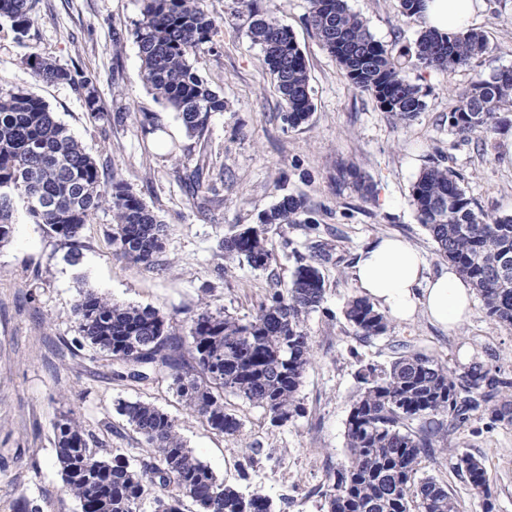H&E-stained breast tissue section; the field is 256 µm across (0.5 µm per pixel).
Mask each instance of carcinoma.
Wrapping results in <instances>:
<instances>
[{
    "label": "carcinoma",
    "mask_w": 512,
    "mask_h": 512,
    "mask_svg": "<svg viewBox=\"0 0 512 512\" xmlns=\"http://www.w3.org/2000/svg\"><path fill=\"white\" fill-rule=\"evenodd\" d=\"M134 30L141 79L174 112L185 129L203 134L224 98L196 71L197 58L214 51L216 17L206 0H142ZM308 22L324 49L344 70L353 87L372 95L401 123L424 110L426 93L406 75L408 66L452 72L490 50L475 28L440 33L425 29L409 45L376 40L347 0H309ZM250 19L248 34L260 47L262 62L282 99L291 127L313 111L307 60L293 33L255 0H238ZM35 0H0V21L20 36L34 22ZM34 78L45 84L74 82L67 69L39 53L27 57ZM94 120L98 107L93 78L76 84ZM512 108V69L488 77L478 74L468 93L448 115V128L489 145ZM418 223L439 256L475 289L486 315L512 326V214L484 211L439 164L425 168L411 188ZM112 209L113 255L150 267L164 245L165 225L131 186L108 179L68 126L49 106L17 90L0 95V243L11 237L12 212L23 206L36 224L75 242L102 205ZM301 200L286 197L261 212L259 222L224 237L227 259H245L255 269L270 259L273 226L309 224ZM318 246L296 267L288 287L275 288L248 321L221 310L205 309L181 336L180 322L151 307L121 304L85 290L74 311L78 338L111 358L117 376L141 383L169 375L186 409L222 434L234 436L241 423L224 409L229 391L263 408L275 426L304 414L302 379L313 360L305 317L325 297ZM345 316L356 335L381 336L388 320L362 297L348 302ZM187 351L191 363L177 353ZM364 391L346 422L347 462L326 470L325 512H459L455 499L432 477H417L420 459L450 446L449 430L466 412L484 408L490 421L512 425V381L480 364L463 372L407 344L396 347L389 366L365 364L358 370ZM118 412L143 438L150 460L140 469L115 449L103 455L90 448L93 434L70 415L54 423L57 460L65 492L82 512H140L149 486L158 488L154 512H182L188 497L197 512H282V506L257 490L244 491L218 478L182 440L177 420L155 405L125 402ZM455 469L483 496L492 512L490 479L484 464L470 454L456 455Z\"/></svg>",
    "instance_id": "1"
}]
</instances>
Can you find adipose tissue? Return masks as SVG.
<instances>
[{
    "instance_id": "ef3b65f1",
    "label": "adipose tissue",
    "mask_w": 512,
    "mask_h": 512,
    "mask_svg": "<svg viewBox=\"0 0 512 512\" xmlns=\"http://www.w3.org/2000/svg\"><path fill=\"white\" fill-rule=\"evenodd\" d=\"M476 0H425L427 27L445 33L466 27ZM352 278L364 297L378 303L393 316L409 319L424 311L437 324L450 328L472 314L468 283L455 270L428 275L420 252L408 241L378 238L359 253Z\"/></svg>"
}]
</instances>
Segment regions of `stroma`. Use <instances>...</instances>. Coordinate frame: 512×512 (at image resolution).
Listing matches in <instances>:
<instances>
[{"label": "stroma", "mask_w": 512, "mask_h": 512, "mask_svg": "<svg viewBox=\"0 0 512 512\" xmlns=\"http://www.w3.org/2000/svg\"><path fill=\"white\" fill-rule=\"evenodd\" d=\"M207 4L218 20L216 49L197 69L228 109L213 114L199 137L188 135L139 78L133 31L141 0H38L22 38L0 23V92L22 89L43 99L106 174L127 182L166 225L164 248L149 267L113 256L109 207L72 244L30 222L24 209L14 211L12 236L0 247V512H16L24 500L42 512H81L56 464L53 425L62 414L74 413L104 447L139 465L147 456L144 441L118 411L119 403L136 400L177 419L187 447L225 482H240L237 465L250 454V479L240 482L245 489L286 500L285 512H321L326 467L347 459L346 422L361 390L360 362L388 365L394 344L405 342L450 367L478 362L512 380V327L490 320L481 302L457 328H441L419 312L409 320L389 317L387 332L370 339L356 336L344 316L347 300L359 293L351 269L378 237L401 236L430 273L447 270L411 202L424 168L447 166L484 210L512 214V124L485 150L448 128V114L474 73L512 69V0L476 4L470 25L485 32L492 52L452 73L409 69L426 107L407 125L354 89L308 24L307 0H261L291 29L308 63L314 110L294 128L247 35L248 17L237 13L234 0ZM348 4L386 44L414 42L422 28L401 16L398 0ZM34 52L69 69L72 82L36 81L26 66ZM85 76L94 80L106 120H90L73 85ZM350 166L369 179L372 199L355 190ZM286 196L303 201L308 221L270 232L266 268L225 259V235L257 223ZM320 243L330 258L319 264L325 301L305 320L314 352L300 389L305 413L285 425H272L262 408L228 392L224 407L242 429L217 433L185 410L170 378L117 379L95 348L73 344L82 290L184 323L207 306L248 319L271 289L288 286L301 258ZM73 246L81 253L76 265L66 260ZM450 441V450L422 458L420 476L447 487L460 512H483L482 496L454 468L456 454H471L488 471L493 512H512V426L490 424L475 412Z\"/></svg>", "instance_id": "35a3bbf8"}]
</instances>
